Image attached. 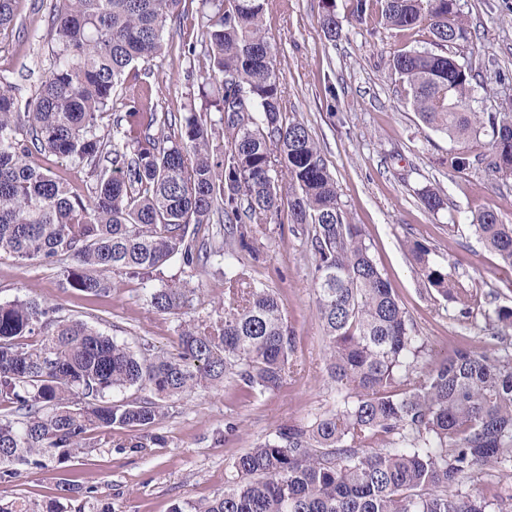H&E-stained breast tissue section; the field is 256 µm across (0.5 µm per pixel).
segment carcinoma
<instances>
[{
	"instance_id": "carcinoma-1",
	"label": "carcinoma",
	"mask_w": 512,
	"mask_h": 512,
	"mask_svg": "<svg viewBox=\"0 0 512 512\" xmlns=\"http://www.w3.org/2000/svg\"><path fill=\"white\" fill-rule=\"evenodd\" d=\"M19 0H0V52ZM204 30L187 53L210 58L198 95L219 113L157 112L151 87L114 128L112 92L135 64L159 56L182 0H54L48 13L50 74L20 104L0 78V254L55 264L68 288L112 293V275H150L171 260L188 268L224 255V316L185 318L195 288L164 285L150 294L157 312L180 319L177 347H137L62 314L37 297L0 302V482L112 447V428L134 434L122 448L163 446L159 421L201 386L231 378L246 396L274 393L285 380L294 334L278 294L247 281L237 250L275 221L288 182L291 223L313 259L316 307L327 372L356 399L307 425L283 427L239 455L224 494L190 512H486V498L459 489L482 467H512V357L467 345L420 369L424 341L352 223L308 127L282 112L276 55L265 40L268 0H201ZM379 4L380 24L425 28L430 47L398 48L388 66L405 100L431 130L462 149L455 170L512 176V102L478 112L474 86L489 77L457 55L472 32L458 0H351L358 22ZM332 41L341 29L332 6L320 18ZM224 145L213 149L217 134ZM68 159L94 183L82 193L66 174L31 158ZM426 209L447 199L419 193ZM219 229L199 239L204 224ZM470 227L499 265L512 270V223L484 208ZM418 276L445 300L471 294L409 244ZM135 389L117 404L112 393ZM75 492L62 482L42 505L0 498V512H63Z\"/></svg>"
}]
</instances>
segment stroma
<instances>
[{
    "mask_svg": "<svg viewBox=\"0 0 512 512\" xmlns=\"http://www.w3.org/2000/svg\"><path fill=\"white\" fill-rule=\"evenodd\" d=\"M51 2L20 0L14 49L0 56V74L15 83L22 101L49 75L45 42ZM459 5L471 26L468 48L475 60H494L496 69L512 77V0H459ZM323 7L322 0H271L265 13L264 35L276 53L284 111L318 140L350 218L361 225L374 261L425 340L431 360L449 356L462 342L492 357L512 356V336L498 338L485 321L497 309H512V276L469 227L485 206L512 223V178L452 170L448 158L457 146L427 128L402 100L388 68L389 54L405 45L427 46L426 31L389 30L375 16L358 23L349 0H335L342 35L332 41L319 24ZM181 11L164 36L162 54L139 63L138 79L117 87L113 115L124 114L143 82L153 89L155 111L184 113L190 77L203 74L209 61L201 54L191 61L183 55L204 21L200 0H183ZM427 187L447 196V208H424L418 193ZM290 220L284 206L277 222L257 225L238 262L251 280L278 292L295 336L290 372L278 392L247 397L230 379L219 388L197 389L157 425L164 446L118 449L128 432L116 427L113 447L93 448L79 458L28 470L22 480L0 482V497L41 503L50 489L69 480L80 487L79 504L93 499L111 503L114 512H173L223 495L237 456L275 438L283 426L309 423L352 396L351 387L327 374L312 259ZM414 240L472 293L470 316L425 287L408 249ZM62 270L59 264L0 256V302L42 298L117 339L132 344L145 338L169 351L177 344L178 321L151 308L154 288L164 282L187 284L199 291L192 315L215 319L222 313L224 259L216 254L195 271L169 262L156 280L114 275L111 294L100 298L64 287ZM464 489L474 495L499 492L491 512H512V469L476 471Z\"/></svg>",
    "mask_w": 512,
    "mask_h": 512,
    "instance_id": "1",
    "label": "stroma"
}]
</instances>
